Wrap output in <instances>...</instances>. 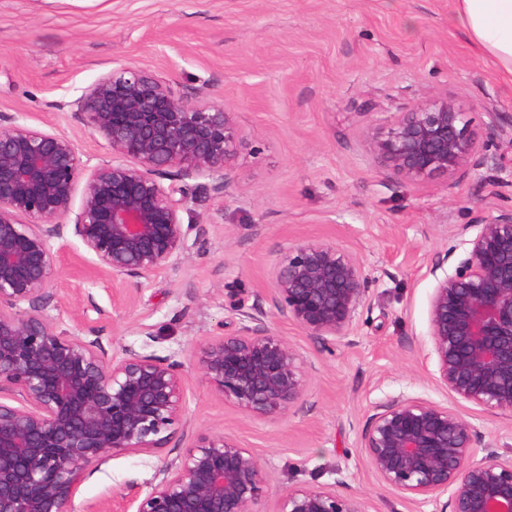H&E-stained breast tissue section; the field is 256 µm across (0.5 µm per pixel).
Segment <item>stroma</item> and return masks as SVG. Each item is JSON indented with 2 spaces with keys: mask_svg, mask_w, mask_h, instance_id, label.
<instances>
[{
  "mask_svg": "<svg viewBox=\"0 0 512 512\" xmlns=\"http://www.w3.org/2000/svg\"><path fill=\"white\" fill-rule=\"evenodd\" d=\"M449 0H0V113L67 135L91 164L105 142L62 109L113 60L167 72L188 97L236 112L246 144L226 193L194 183L205 225L167 277L116 286L76 239L55 242L50 313L61 329L100 336L108 355L133 349L182 362L187 436L234 435L259 460L277 512L290 486L343 478L367 512H416L383 486L360 440L374 406L397 396L456 409L484 442L512 453V412L458 402L435 380L428 338L430 268L461 225L512 197V169L464 166L412 181L385 168L367 136L399 113L448 97L484 132V112L512 116V86L448 25ZM331 239L355 254L370 284L355 329L329 351L274 320L308 363L300 405L257 417L212 394L197 368L206 340L239 328L237 304L271 309L272 270L286 243ZM175 443L88 468L78 501L119 504L153 482Z\"/></svg>",
  "mask_w": 512,
  "mask_h": 512,
  "instance_id": "obj_1",
  "label": "stroma"
}]
</instances>
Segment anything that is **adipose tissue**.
Wrapping results in <instances>:
<instances>
[{
    "label": "adipose tissue",
    "mask_w": 512,
    "mask_h": 512,
    "mask_svg": "<svg viewBox=\"0 0 512 512\" xmlns=\"http://www.w3.org/2000/svg\"><path fill=\"white\" fill-rule=\"evenodd\" d=\"M448 20L512 84V0H452Z\"/></svg>",
    "instance_id": "adipose-tissue-1"
}]
</instances>
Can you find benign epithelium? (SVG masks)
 Instances as JSON below:
<instances>
[{"label":"benign epithelium","instance_id":"7a95c632","mask_svg":"<svg viewBox=\"0 0 512 512\" xmlns=\"http://www.w3.org/2000/svg\"><path fill=\"white\" fill-rule=\"evenodd\" d=\"M59 107L106 143L112 159L90 165L67 136L0 114V512H106L75 507L85 470L115 454L163 447L185 414L183 364L127 350L107 357L101 338L60 329L48 308L57 269L54 242L72 236L117 285L178 267L189 236L193 188L224 193L245 145L224 105L177 94L162 73L117 60L80 96ZM381 163L411 179L500 167L455 100L402 112L367 139ZM73 222H68V219ZM462 253L435 260L428 336L435 379L460 402L512 411V203L462 225ZM369 281L329 240L280 247L273 310L239 307V330L200 348L197 368L225 402L258 416H286L303 395L301 354L270 326L280 317L322 347L350 335ZM481 444L454 409L416 398L376 404L361 450L387 488L435 512H512V457ZM147 490L132 486L121 512H256L266 476L230 435L199 434L164 462ZM344 484L304 483L277 512H366ZM446 501H441V498Z\"/></svg>","mask_w":512,"mask_h":512}]
</instances>
